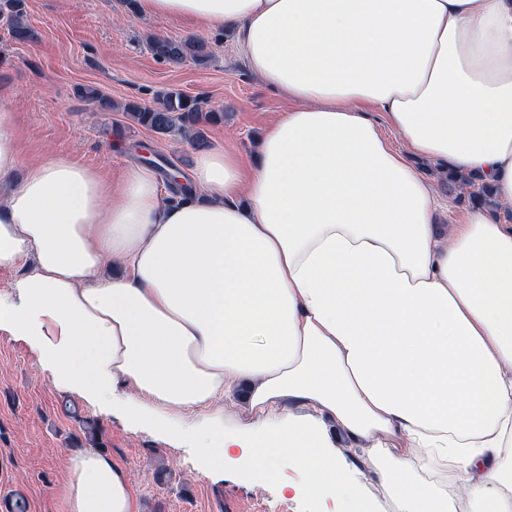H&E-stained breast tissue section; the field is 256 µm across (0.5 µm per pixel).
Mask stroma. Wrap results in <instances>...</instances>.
Listing matches in <instances>:
<instances>
[{
  "mask_svg": "<svg viewBox=\"0 0 512 512\" xmlns=\"http://www.w3.org/2000/svg\"><path fill=\"white\" fill-rule=\"evenodd\" d=\"M26 9L34 42L13 43L0 20V106L15 117L23 163L56 153L109 176L152 156L161 167L190 174L197 149L122 113L95 111L79 94L86 87L116 102L149 104L164 88L202 97L224 113L223 122L202 128L208 147L232 143L246 160L254 158L264 128L290 106L249 71L231 36L210 35L209 66H172L156 60L145 40L185 37L183 25L149 24L123 0H26ZM42 360L34 342L0 333V496L22 500L25 512H62L55 490L69 456L88 445V421L100 428L102 450L129 472L136 512H331V501L282 492L285 470L276 481L230 471L202 477L190 440L136 421L122 406L108 415L54 388ZM326 427L338 459L360 473L366 496L379 512H393L371 456L352 454L336 423Z\"/></svg>",
  "mask_w": 512,
  "mask_h": 512,
  "instance_id": "obj_1",
  "label": "stroma"
}]
</instances>
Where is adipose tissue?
Wrapping results in <instances>:
<instances>
[{
  "mask_svg": "<svg viewBox=\"0 0 512 512\" xmlns=\"http://www.w3.org/2000/svg\"><path fill=\"white\" fill-rule=\"evenodd\" d=\"M229 32L293 106L254 162L197 155L192 189L66 156L22 165L0 109V332L53 384L194 440L288 491L362 501L323 427L382 461L399 512H512V0H138ZM382 113L375 122L371 111ZM402 141L394 148L386 130ZM419 158L481 176L498 208L443 205ZM237 415L227 418L226 408ZM63 512H135L126 469L70 455Z\"/></svg>",
  "mask_w": 512,
  "mask_h": 512,
  "instance_id": "ef3b65f1",
  "label": "adipose tissue"
}]
</instances>
